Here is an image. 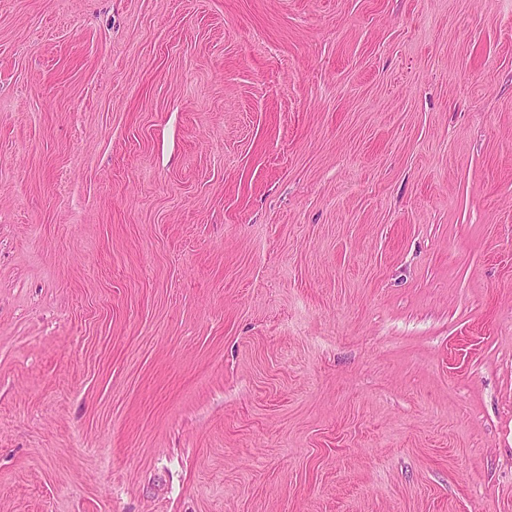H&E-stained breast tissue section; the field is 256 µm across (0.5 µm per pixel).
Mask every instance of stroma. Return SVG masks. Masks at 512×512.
<instances>
[{
  "mask_svg": "<svg viewBox=\"0 0 512 512\" xmlns=\"http://www.w3.org/2000/svg\"><path fill=\"white\" fill-rule=\"evenodd\" d=\"M0 512H512V0H0Z\"/></svg>",
  "mask_w": 512,
  "mask_h": 512,
  "instance_id": "stroma-1",
  "label": "stroma"
}]
</instances>
